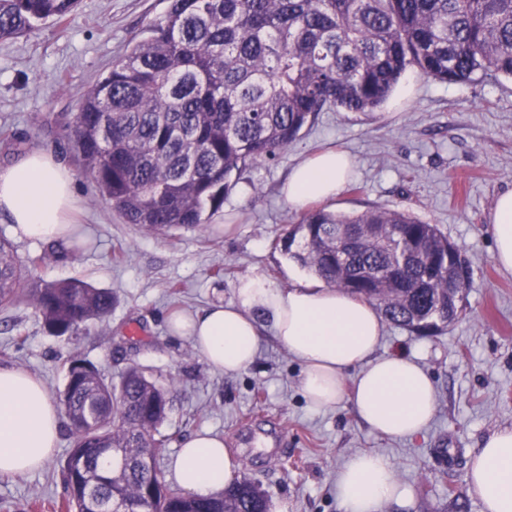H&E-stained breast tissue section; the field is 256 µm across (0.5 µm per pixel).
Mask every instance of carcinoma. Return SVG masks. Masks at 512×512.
<instances>
[{
	"label": "carcinoma",
	"mask_w": 512,
	"mask_h": 512,
	"mask_svg": "<svg viewBox=\"0 0 512 512\" xmlns=\"http://www.w3.org/2000/svg\"><path fill=\"white\" fill-rule=\"evenodd\" d=\"M78 0H0V40L74 12ZM448 83L512 80V0H170L86 94L71 131L79 160L128 224L149 232L201 228L253 166L288 149L317 116L371 113L403 74ZM331 287L385 319L433 336L448 311V275L472 287L459 248L408 210L346 215L319 208L278 241ZM0 236V312L33 305L44 328L72 336L112 314L115 297L82 277L34 280ZM59 403L74 438L62 467L69 512H269L242 477L209 497L173 489L158 462L169 391L136 364L118 383L73 359Z\"/></svg>",
	"instance_id": "cac0c4a2"
}]
</instances>
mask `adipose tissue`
<instances>
[{
	"label": "adipose tissue",
	"instance_id": "1",
	"mask_svg": "<svg viewBox=\"0 0 512 512\" xmlns=\"http://www.w3.org/2000/svg\"><path fill=\"white\" fill-rule=\"evenodd\" d=\"M352 171L348 154L327 149L296 166L283 188L296 211L328 202L345 188ZM73 176L41 149L23 154L0 169V213L27 237L65 241L71 235ZM493 259L512 273V192L499 195L490 215ZM235 302L212 305L204 314H173V334L187 337L204 361L233 374L249 367L260 348L257 312L270 315L272 332L303 365L301 385L308 401L329 408L346 401L372 431L391 438L415 435L430 422L436 388L430 374L402 354L377 356L383 323L366 300L335 288L310 286L283 290L258 277L238 281ZM59 431L58 409L34 375L0 368V477H22L53 454ZM174 480L186 494L208 497L234 476L221 437L196 433L182 440ZM483 512H512V428L487 437L464 478ZM389 458L365 451L353 456L336 476L339 512H382L386 502H405Z\"/></svg>",
	"mask_w": 512,
	"mask_h": 512
}]
</instances>
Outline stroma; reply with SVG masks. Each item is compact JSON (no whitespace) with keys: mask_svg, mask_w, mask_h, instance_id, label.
<instances>
[{"mask_svg":"<svg viewBox=\"0 0 512 512\" xmlns=\"http://www.w3.org/2000/svg\"><path fill=\"white\" fill-rule=\"evenodd\" d=\"M168 7L169 0H79L66 24L0 41V168L32 148L57 157L75 177L73 223L86 242L31 274L82 276L117 297L106 322L71 338L50 334L29 304L0 313V366L38 376L54 398L72 359L93 362L109 380L138 365L171 391L162 430L172 440L159 455L165 472L182 438L220 436L265 491L271 512H338L336 475L364 451L390 458L411 493L407 504L390 502L383 512H482L463 476L486 437L512 428V274L493 261L489 227L496 198L512 191V81L445 83L407 71L375 113L322 112L276 161L245 171L205 228L149 233L125 223L100 194L78 159L71 124L85 93ZM326 148L353 160L348 189L327 209L412 211L461 248L473 273L460 318L442 333L383 325L378 355L402 351L436 384V411L413 437L371 431L346 402L312 406L302 366L276 341L268 318L259 320L254 362L237 374L213 369L168 329L173 313L198 315L234 302L245 276L284 290L314 282L275 242L301 217L286 203L283 183ZM72 446L61 427L43 468L0 477V512H58Z\"/></svg>","mask_w":512,"mask_h":512,"instance_id":"35a3bbf8","label":"stroma"}]
</instances>
